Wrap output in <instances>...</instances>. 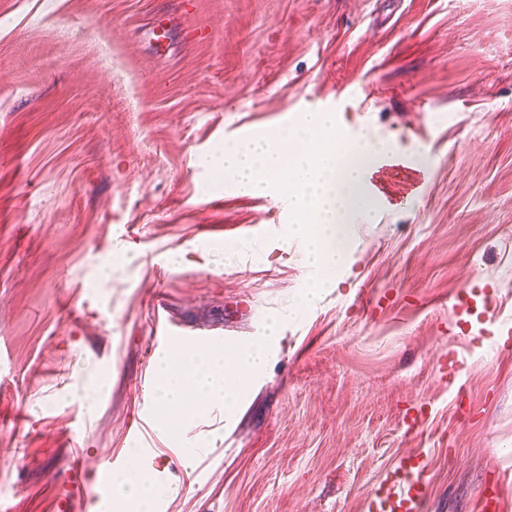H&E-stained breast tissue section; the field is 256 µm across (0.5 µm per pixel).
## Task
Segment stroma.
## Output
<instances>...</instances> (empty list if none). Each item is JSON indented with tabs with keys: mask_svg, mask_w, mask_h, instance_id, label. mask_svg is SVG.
<instances>
[{
	"mask_svg": "<svg viewBox=\"0 0 512 512\" xmlns=\"http://www.w3.org/2000/svg\"><path fill=\"white\" fill-rule=\"evenodd\" d=\"M315 109L394 151L344 286L299 313L283 197L201 160ZM470 287L512 320V0H0V512H91L138 447L161 512H364L414 448L423 512L496 476L512 504V353L451 316ZM159 312L168 347L228 351L285 315L232 424L158 431Z\"/></svg>",
	"mask_w": 512,
	"mask_h": 512,
	"instance_id": "35a3bbf8",
	"label": "stroma"
}]
</instances>
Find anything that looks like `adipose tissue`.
Instances as JSON below:
<instances>
[{"mask_svg":"<svg viewBox=\"0 0 512 512\" xmlns=\"http://www.w3.org/2000/svg\"><path fill=\"white\" fill-rule=\"evenodd\" d=\"M281 326V318H271L262 336L228 353L213 345H186L177 358L168 352L157 354L152 404L178 415L218 407L225 422H232L251 385L263 375ZM112 489L114 512H158L168 492L159 471L137 455L127 468L113 472Z\"/></svg>","mask_w":512,"mask_h":512,"instance_id":"ef3b65f1","label":"adipose tissue"}]
</instances>
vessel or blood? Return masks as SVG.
<instances>
[{"instance_id":"obj_1","label":"vessel or blood","mask_w":512,"mask_h":512,"mask_svg":"<svg viewBox=\"0 0 512 512\" xmlns=\"http://www.w3.org/2000/svg\"><path fill=\"white\" fill-rule=\"evenodd\" d=\"M426 481L423 474L421 451L403 456L392 480L366 497L367 512H419L425 497ZM476 512H506L503 488L497 483H481Z\"/></svg>"}]
</instances>
